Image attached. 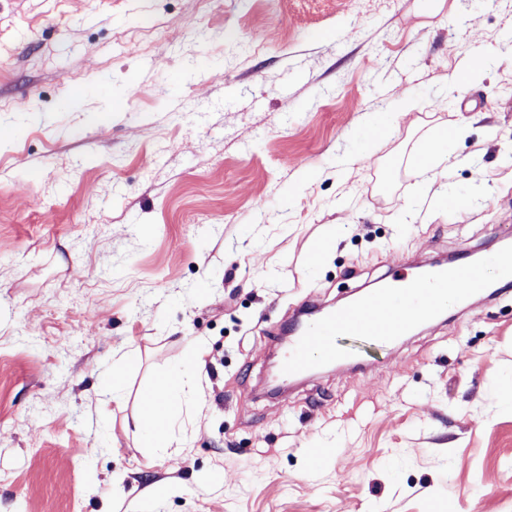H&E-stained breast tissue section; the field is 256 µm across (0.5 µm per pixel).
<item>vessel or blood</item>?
I'll return each instance as SVG.
<instances>
[{"label": "vessel or blood", "instance_id": "vessel-or-blood-1", "mask_svg": "<svg viewBox=\"0 0 512 512\" xmlns=\"http://www.w3.org/2000/svg\"><path fill=\"white\" fill-rule=\"evenodd\" d=\"M483 288V281L467 265L434 266L411 277L391 275L385 287L365 293L353 304L299 322L280 374L288 380L345 357V349L337 342L341 336H361L381 344L393 342L405 335L416 320L438 314L442 296H472ZM413 294L422 295L424 304L417 314L402 313V298Z\"/></svg>", "mask_w": 512, "mask_h": 512}]
</instances>
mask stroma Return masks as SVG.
Instances as JSON below:
<instances>
[{"instance_id":"obj_1","label":"stroma","mask_w":512,"mask_h":512,"mask_svg":"<svg viewBox=\"0 0 512 512\" xmlns=\"http://www.w3.org/2000/svg\"><path fill=\"white\" fill-rule=\"evenodd\" d=\"M1 124L0 512H512V285L266 385L299 303L501 246L512 0H0ZM467 133V125L459 123L451 129V131L445 134L443 139L435 141L426 146V148L420 154V163L427 172H434L431 180H434L435 171L438 167L439 154L443 143H448L451 140H457L465 137ZM160 385L164 390L157 394ZM183 386L182 372H169L159 377L141 399L138 426L153 436V447L170 448L167 434L174 421L173 398Z\"/></svg>"}]
</instances>
